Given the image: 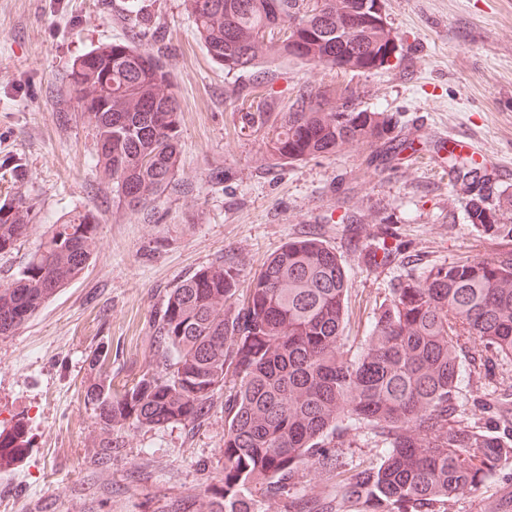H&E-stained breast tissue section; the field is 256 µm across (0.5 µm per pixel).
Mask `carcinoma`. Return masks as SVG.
<instances>
[{
  "mask_svg": "<svg viewBox=\"0 0 512 512\" xmlns=\"http://www.w3.org/2000/svg\"><path fill=\"white\" fill-rule=\"evenodd\" d=\"M207 54L227 71L260 60L295 57L289 38H274L297 17L309 47L301 62L336 66V26L353 0H326L307 14V0H183ZM392 31L349 36L344 70L375 59ZM68 95L94 131L96 169L118 203L132 212L164 195L179 167V105L161 57L123 42L96 46L74 61ZM345 90H305L286 112L249 103L253 125L270 128L266 156L274 164L339 155L356 145L381 147L389 161L402 143L386 112L344 111ZM464 190L466 222L488 231L512 223V194L484 188L485 165L451 156ZM34 215L19 192L0 200V254L28 236ZM100 219L77 209L52 225L7 284L0 285V337L14 335L56 293L79 277L98 245ZM348 276L336 253L307 237L283 245L256 271L244 299L237 273L218 263L173 288L155 326L153 368L116 394L112 380L87 388L104 456L120 447L117 428L193 425L224 401L219 479L198 495L197 512H263L288 501V512H448L458 493L512 466V433L496 435L455 415L461 353L472 364L490 352L512 358V249L434 267L399 281L379 306L363 350L341 343ZM109 348L89 367L102 371ZM366 425L385 454L344 476L350 426ZM19 428L0 431V459L23 451ZM305 470L342 487L334 499H288Z\"/></svg>",
  "mask_w": 512,
  "mask_h": 512,
  "instance_id": "cac0c4a2",
  "label": "carcinoma"
}]
</instances>
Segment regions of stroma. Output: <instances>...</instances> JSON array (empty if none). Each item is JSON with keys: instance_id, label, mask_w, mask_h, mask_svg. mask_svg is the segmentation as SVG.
I'll use <instances>...</instances> for the list:
<instances>
[{"instance_id": "1", "label": "stroma", "mask_w": 512, "mask_h": 512, "mask_svg": "<svg viewBox=\"0 0 512 512\" xmlns=\"http://www.w3.org/2000/svg\"><path fill=\"white\" fill-rule=\"evenodd\" d=\"M399 50L373 73L274 60L263 73L225 72L208 57L183 0H0V196L18 187L36 216L11 254L7 283L67 212L97 211L98 249L83 274L16 334L0 338V426H20L25 452L0 465V512H193L215 481L224 398L195 427L127 429L99 460L85 401L86 356L110 348L113 390L150 367L153 324L168 293L216 262L240 285L291 240L315 237L348 272L343 343L360 351L398 280L512 249V234L466 224L449 151L484 163L512 192V0H384ZM123 41L164 56L180 106L181 160L152 209L119 205L95 169L90 128L64 95L75 59ZM352 85L365 107L393 114L407 148L273 165L267 130L250 126L240 89L285 111L299 92ZM512 390V360L492 357L462 381L457 410L502 430L492 407ZM512 494V470L454 496L448 512H487Z\"/></svg>"}]
</instances>
